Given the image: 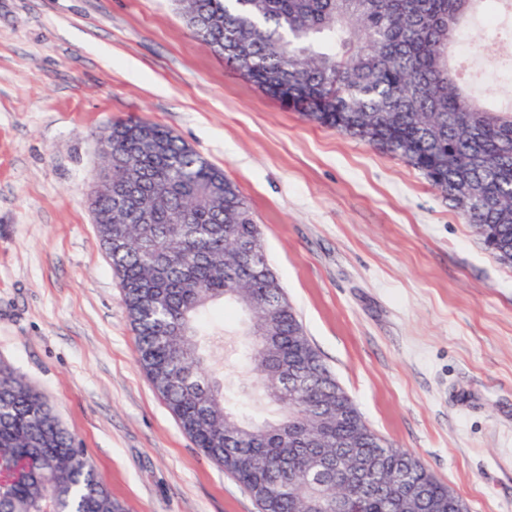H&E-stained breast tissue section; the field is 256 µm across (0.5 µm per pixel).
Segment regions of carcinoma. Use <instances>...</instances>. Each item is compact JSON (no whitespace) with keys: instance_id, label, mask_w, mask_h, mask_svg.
I'll return each instance as SVG.
<instances>
[{"instance_id":"1","label":"carcinoma","mask_w":512,"mask_h":512,"mask_svg":"<svg viewBox=\"0 0 512 512\" xmlns=\"http://www.w3.org/2000/svg\"><path fill=\"white\" fill-rule=\"evenodd\" d=\"M195 38L305 119L418 170L483 244L512 264V105L482 103L453 49L490 0H177ZM112 185L92 201L119 279L137 361L182 431L252 495L258 512H392L381 487L401 470L426 486L406 512H468L416 458L379 437L306 336L237 186L172 131L117 120L103 132ZM478 190L460 204L458 183ZM130 181L145 190L119 197ZM151 214L150 234L141 216ZM249 311L244 340L258 399L274 421L238 417L217 368L206 315ZM377 461L346 492L349 452ZM0 455L27 470L0 486V512H124L46 397L0 364Z\"/></svg>"}]
</instances>
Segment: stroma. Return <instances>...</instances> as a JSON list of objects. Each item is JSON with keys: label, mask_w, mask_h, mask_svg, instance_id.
<instances>
[{"label": "stroma", "mask_w": 512, "mask_h": 512, "mask_svg": "<svg viewBox=\"0 0 512 512\" xmlns=\"http://www.w3.org/2000/svg\"><path fill=\"white\" fill-rule=\"evenodd\" d=\"M233 181L304 331L367 424L470 512H512V265L400 158L305 120L196 41L176 0H0V363L125 512H258L136 360L91 195L115 120ZM238 408L255 377L224 336Z\"/></svg>", "instance_id": "obj_1"}]
</instances>
